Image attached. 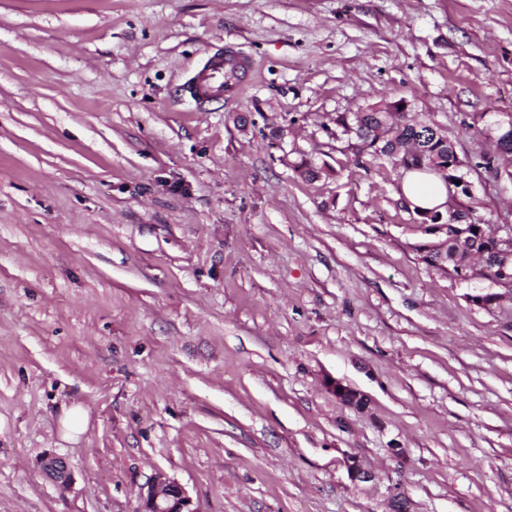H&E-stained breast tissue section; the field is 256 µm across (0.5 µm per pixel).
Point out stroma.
Returning <instances> with one entry per match:
<instances>
[{
  "label": "stroma",
  "instance_id": "obj_1",
  "mask_svg": "<svg viewBox=\"0 0 512 512\" xmlns=\"http://www.w3.org/2000/svg\"><path fill=\"white\" fill-rule=\"evenodd\" d=\"M218 47L254 75L202 106ZM401 99L512 224V0H0V512H137L159 471L197 512H512V302L425 263L336 122ZM325 388L336 397L343 405L362 408L366 405L364 395L340 380L328 378L325 380ZM43 472L56 484L66 488L71 480V473L65 461L62 459L46 455L41 460Z\"/></svg>",
  "mask_w": 512,
  "mask_h": 512
}]
</instances>
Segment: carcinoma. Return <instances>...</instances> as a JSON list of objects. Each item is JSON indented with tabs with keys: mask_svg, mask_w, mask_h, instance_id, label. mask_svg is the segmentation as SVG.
<instances>
[{
	"mask_svg": "<svg viewBox=\"0 0 512 512\" xmlns=\"http://www.w3.org/2000/svg\"><path fill=\"white\" fill-rule=\"evenodd\" d=\"M435 127L431 121L409 118L406 112H385L379 105L357 112L353 118V131L366 154L375 160L388 158L405 172L437 174L448 168V157L456 153V148L446 134L434 135ZM452 176V171L441 174L446 181ZM458 228L462 237L444 235L421 244L418 251L429 264L454 271L476 257L482 259L494 271V277L503 281L502 287L512 289V268L502 272L492 227L465 221Z\"/></svg>",
	"mask_w": 512,
	"mask_h": 512,
	"instance_id": "carcinoma-1",
	"label": "carcinoma"
}]
</instances>
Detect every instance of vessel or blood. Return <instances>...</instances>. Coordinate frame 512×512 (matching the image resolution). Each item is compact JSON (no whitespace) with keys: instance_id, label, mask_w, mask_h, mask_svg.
<instances>
[{"instance_id":"1","label":"vessel or blood","mask_w":512,"mask_h":512,"mask_svg":"<svg viewBox=\"0 0 512 512\" xmlns=\"http://www.w3.org/2000/svg\"><path fill=\"white\" fill-rule=\"evenodd\" d=\"M245 66L243 60L212 53L189 86L191 97L200 101L239 98L246 86L242 77Z\"/></svg>"}]
</instances>
